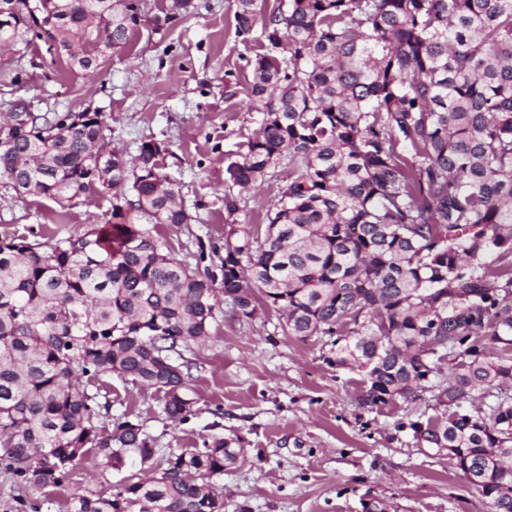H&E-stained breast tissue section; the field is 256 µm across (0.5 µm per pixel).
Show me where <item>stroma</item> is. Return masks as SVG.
Returning <instances> with one entry per match:
<instances>
[{
    "instance_id": "35a3bbf8",
    "label": "stroma",
    "mask_w": 512,
    "mask_h": 512,
    "mask_svg": "<svg viewBox=\"0 0 512 512\" xmlns=\"http://www.w3.org/2000/svg\"><path fill=\"white\" fill-rule=\"evenodd\" d=\"M234 10V0H193L167 30L141 26L130 51L92 73L68 69L37 39L0 52V104L21 95L39 112L100 110L110 148L130 156L160 143V171L191 216L161 228L164 249L212 272L224 256V161L244 152L259 120L246 100L224 96L226 75L249 83L246 60L261 50L237 37ZM287 175L280 165L243 193L238 219L255 234ZM110 211L100 193L62 207L0 179V240L80 235ZM214 313L206 344L185 355L195 398L188 421L172 424L152 389L117 376L106 388L112 416L133 412L159 447L198 448L213 433L234 440L242 454L221 480L224 512H488L447 457L416 446L409 424L431 416L425 401L361 408L359 373L328 364L323 338L284 335L278 313L263 306L250 319L226 302ZM123 477L85 458L55 490L51 512H65L71 487L97 491Z\"/></svg>"
}]
</instances>
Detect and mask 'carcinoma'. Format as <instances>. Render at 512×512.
Segmentation results:
<instances>
[{
	"instance_id": "carcinoma-1",
	"label": "carcinoma",
	"mask_w": 512,
	"mask_h": 512,
	"mask_svg": "<svg viewBox=\"0 0 512 512\" xmlns=\"http://www.w3.org/2000/svg\"><path fill=\"white\" fill-rule=\"evenodd\" d=\"M0 45L33 36L95 71L129 50L128 0H0ZM188 12L172 0L159 32ZM260 114L224 168L221 278L162 249L158 226L190 216L159 172V143L130 161L103 113L7 112L0 178L26 195L111 197V219L53 243L0 241V476L6 512H41L93 453L129 475L71 494L68 512H224L220 434L178 453L101 401L116 374L193 409L190 363L216 293L250 319L257 296L288 336L327 338L326 360L362 373L367 410L431 393L440 416L409 423L489 506L512 512V0H235ZM288 177L261 241L237 223L245 189ZM144 218L149 224H139ZM222 288H215L216 283ZM39 490L41 498L32 496Z\"/></svg>"
}]
</instances>
